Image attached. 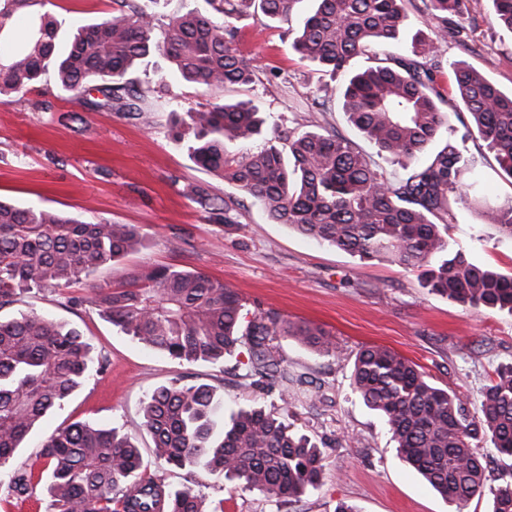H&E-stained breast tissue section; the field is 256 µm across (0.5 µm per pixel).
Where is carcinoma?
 <instances>
[{
    "label": "carcinoma",
    "instance_id": "obj_1",
    "mask_svg": "<svg viewBox=\"0 0 512 512\" xmlns=\"http://www.w3.org/2000/svg\"><path fill=\"white\" fill-rule=\"evenodd\" d=\"M117 13L80 27L65 51L58 49L61 22L49 0H0V104L21 98L46 75L81 100L100 105L140 102L162 92L132 74L157 53L170 72L199 84L212 96L206 109L188 113L198 167L234 184L263 208L274 224L326 243L362 261H388L420 272L424 287L469 308L512 314V276L471 262L454 249L448 225L431 217L448 210V193L467 167L452 145L426 162L440 131L449 126L431 68L436 43L448 34V17L463 18L470 0H421L422 23L431 34L412 37L413 58H379L353 73L339 91L348 121L380 153L397 159L403 175L390 181L336 134L278 136L246 157L231 145L261 133L264 119L250 102L229 101L224 88L251 81L252 68L235 48L246 0H201L162 24L155 0H113ZM260 21L287 22L297 0H257ZM404 0H314L294 29L291 49L331 74L377 44L398 42L409 26ZM494 21L512 30V0H492ZM457 113L469 131L496 152L512 178V92L506 93L464 63L450 64ZM490 223L512 236V200L486 212ZM142 244L132 224L85 222L60 212L20 208L0 201V308L34 290H65L99 267ZM88 302L121 333L179 361L222 362L246 338L255 386L307 383L288 375L276 356L275 336H288L321 355L341 358L329 333L265 314L243 323V298L202 272L164 266L112 287L91 285ZM95 363L90 344L75 327L47 316L22 313L0 320V471L18 494L35 474L13 468L27 435L50 410L70 398ZM351 388L384 421L398 458L414 469L458 512L483 492L487 467L482 443L512 457V363L500 366L481 392L471 416L456 392L436 386L412 361L370 345L355 355ZM218 399L207 385L160 386L147 398L142 430L160 462L202 469L271 499H294L316 488L322 453L304 435L290 432L288 414L256 403L241 408L231 425L217 429ZM41 456L50 468L47 494L53 512H205L190 489L167 488L142 472L141 451L128 436L75 422L47 437ZM492 512H512V482L494 492Z\"/></svg>",
    "mask_w": 512,
    "mask_h": 512
}]
</instances>
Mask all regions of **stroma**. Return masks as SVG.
Instances as JSON below:
<instances>
[{
    "label": "stroma",
    "instance_id": "35a3bbf8",
    "mask_svg": "<svg viewBox=\"0 0 512 512\" xmlns=\"http://www.w3.org/2000/svg\"><path fill=\"white\" fill-rule=\"evenodd\" d=\"M112 0H52L62 20L61 40L74 28L109 16ZM236 48L253 68L251 83L224 90L227 99L251 101L265 120L262 135L234 147L244 156L278 132L331 133L372 154L324 85L340 87L366 61L329 76L300 60L290 47L287 24H263L253 17L237 22ZM460 37L436 48V84L446 93L451 63L479 70L504 91L512 90V31L493 21L492 0H473ZM147 110L134 114L72 99L53 79L35 85L23 98L0 104V199L17 206L62 212L86 221L101 218L136 225L139 249L99 268L90 282L67 292L45 289L0 308L8 320L36 311L78 326L105 363L83 387L53 409L31 433L14 464L42 472V442L55 430L84 421L116 428L138 445L146 474L175 488H188L209 507L224 512H334L345 502L358 512H454L414 470L397 458L382 420L352 393L350 359L364 345L388 347L416 363L435 385L456 391L468 413L479 407L482 389L498 366L512 363V315L474 310L424 288L417 274L388 262H363L335 247L271 223L260 205L235 185L196 166L186 142L192 137L189 113L205 108L197 85L167 79ZM450 126L430 145L461 151L468 163L462 196H451L448 236L474 263L512 274V238L489 224L485 210L512 199V179L504 176L495 152L470 136L455 117V102L442 105ZM203 188L224 199L228 210L201 207L186 194ZM200 271L236 288L248 317L274 312L309 322L332 334L344 359L319 355L289 337L275 345L289 373L307 377L295 399L282 402L279 388L251 387L249 347L239 345L223 362L178 361L125 336L88 304L89 283L118 286L153 268ZM82 298L79 306L69 297ZM208 384L224 401L225 413L261 402L287 406L292 429L321 449L323 474L317 488L297 500L269 499L224 479L161 465L151 437L141 427L146 398L158 386ZM488 481L463 512H491L492 492L512 480V457L485 445ZM45 484L27 494L12 491L0 475V512H51Z\"/></svg>",
    "mask_w": 512,
    "mask_h": 512
}]
</instances>
